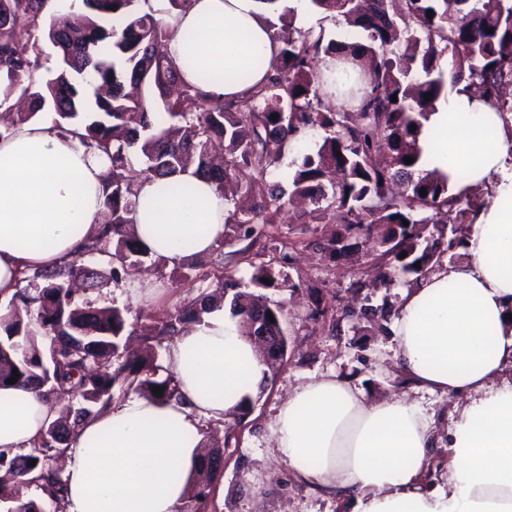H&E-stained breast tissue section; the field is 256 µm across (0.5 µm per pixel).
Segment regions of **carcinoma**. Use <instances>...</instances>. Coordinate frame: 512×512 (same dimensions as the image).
<instances>
[{
    "instance_id": "1",
    "label": "carcinoma",
    "mask_w": 512,
    "mask_h": 512,
    "mask_svg": "<svg viewBox=\"0 0 512 512\" xmlns=\"http://www.w3.org/2000/svg\"><path fill=\"white\" fill-rule=\"evenodd\" d=\"M49 2L0 0L5 17L0 108L16 94L27 100L28 111L16 113L12 127L44 110L54 113V128L77 137L109 166L102 231L60 266L22 270L24 286L0 316V388L16 372L15 387L65 403L28 452H0V504L7 512H42L35 501L23 499L22 488L28 486L41 490L54 512H65L67 483L53 460L67 453L81 424L115 398L135 393L158 403L179 400L178 380L157 363L154 347L171 343L212 307L229 302L246 336L253 335L255 317L270 314L288 335L285 307L263 290L297 287L285 272L295 261L292 241L255 266L247 284L216 270L212 291L162 319L148 315L131 322L125 309L75 298V280L88 278L92 289L109 281L118 287L119 267L150 258L132 229L134 192L127 171L133 160L148 178L191 170L222 192L240 168L251 169V178L237 185L240 198L224 197L229 205L224 224L240 242L262 236L288 196L310 200L312 224L331 210L340 216L336 236L316 242L330 259L341 254L344 240L379 224L383 238L372 262L387 287H409L441 256L450 262L460 257L473 216L485 203L450 193L448 176L419 168L417 132L411 127L421 126L448 85L477 84L486 104L506 119L512 115V101L501 94L502 86L512 83V0H311L366 32L368 43H326L323 30H302L283 17L273 32L279 54L269 77L233 100L180 77L165 51L170 30L155 17L149 0H95L91 11L72 2L51 15ZM40 36L59 53L48 78L37 75ZM323 55L363 71L367 89L359 101L323 106ZM103 85L109 92L96 96L95 108L87 109L85 88ZM427 93L432 99L424 98ZM161 110L176 123H158ZM318 129L326 136L317 149L300 157L288 180L273 179L270 167L284 146ZM407 156L413 163H406ZM422 188L427 195H421ZM386 313L378 306L351 314L341 310L331 315V327L347 319L376 335L384 331ZM134 334L148 342L141 354L126 351ZM156 386L164 393L154 394ZM222 457L219 450L203 455L189 484L187 498L200 509L218 474L213 462Z\"/></svg>"
}]
</instances>
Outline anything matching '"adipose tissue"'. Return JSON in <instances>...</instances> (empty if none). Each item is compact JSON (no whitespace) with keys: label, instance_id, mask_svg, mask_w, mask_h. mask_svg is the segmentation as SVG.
Here are the masks:
<instances>
[{"label":"adipose tissue","instance_id":"ef3b65f1","mask_svg":"<svg viewBox=\"0 0 512 512\" xmlns=\"http://www.w3.org/2000/svg\"><path fill=\"white\" fill-rule=\"evenodd\" d=\"M264 0H194L170 22L169 58L187 82L233 99L261 81L278 51ZM421 164L457 193L482 189L467 259L435 267L404 289L387 334L412 390L457 399L446 430L434 413L394 394L372 400L351 379L297 386L269 429L299 479L350 512H512V122L474 95L448 89L423 122ZM107 164L72 136L33 120L0 138V298L24 267L74 258L101 227ZM134 233L142 247L180 265L209 254L227 206L192 174L139 178ZM168 364L183 398L135 396L86 422L65 457L67 512H178L202 421L232 416L263 386L255 344L219 308L172 342ZM55 418L51 404L0 389V449L19 452ZM448 447L447 473L423 477L432 448Z\"/></svg>","mask_w":512,"mask_h":512}]
</instances>
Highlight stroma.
Returning a JSON list of instances; mask_svg holds the SVG:
<instances>
[{
  "label": "stroma",
  "mask_w": 512,
  "mask_h": 512,
  "mask_svg": "<svg viewBox=\"0 0 512 512\" xmlns=\"http://www.w3.org/2000/svg\"><path fill=\"white\" fill-rule=\"evenodd\" d=\"M304 219L302 210L285 207L268 235L254 241L249 261L225 257V271L249 278L252 264L269 260L273 248ZM368 252V245L355 243L347 256L330 261L313 247L298 245L291 277L300 281V288L268 290V297L287 309L291 356L272 374L262 394L254 398L246 418L204 420L207 442L219 444L224 452V469L212 485L204 512H347L343 502L319 495L277 459L269 423L288 392L314 376L350 377L374 399L405 390L403 376L392 366L388 336L364 334L349 320L341 322L335 334L327 322L315 323L307 318V285L318 287L325 308H336L348 272L357 268L373 271ZM146 278L148 289L109 287L92 293L91 298L100 304L128 308L134 319L147 313L162 316L198 294L197 289L184 283L176 266L161 264Z\"/></svg>",
  "instance_id": "35a3bbf8"
}]
</instances>
